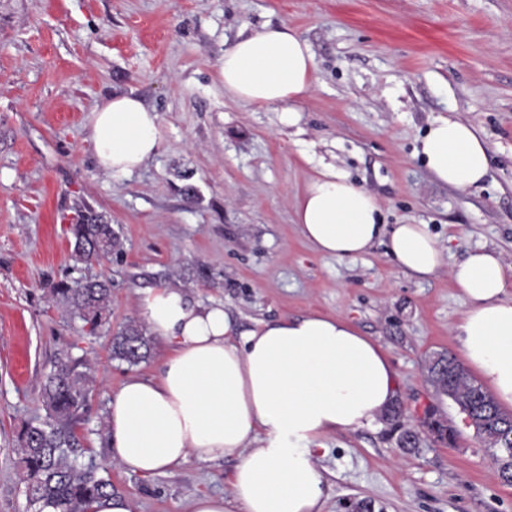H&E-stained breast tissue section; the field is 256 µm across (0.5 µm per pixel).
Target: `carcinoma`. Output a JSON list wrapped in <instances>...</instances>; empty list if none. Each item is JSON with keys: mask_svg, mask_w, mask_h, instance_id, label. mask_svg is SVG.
<instances>
[{"mask_svg": "<svg viewBox=\"0 0 512 512\" xmlns=\"http://www.w3.org/2000/svg\"><path fill=\"white\" fill-rule=\"evenodd\" d=\"M73 252L80 261L107 258L120 251V240L112 225L88 211L71 225ZM62 296L83 330L96 334L109 315L110 288L106 281L84 280L73 287L52 289ZM151 337L134 320L121 325L113 334L110 357L130 366L150 354ZM462 365L448 357V387L469 403L477 436L492 449V460L501 480L512 485V462L502 453V445L512 441V415L504 413L493 398L467 375L457 374ZM95 382L93 367L68 354L60 355L45 376L41 399L46 409L43 419L27 424L20 434L16 465L22 475L29 504L35 512H84L90 500L114 492L112 480L98 474V467L71 455L79 443L76 426Z\"/></svg>", "mask_w": 512, "mask_h": 512, "instance_id": "1", "label": "carcinoma"}]
</instances>
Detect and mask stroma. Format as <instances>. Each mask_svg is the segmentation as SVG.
<instances>
[{"mask_svg": "<svg viewBox=\"0 0 512 512\" xmlns=\"http://www.w3.org/2000/svg\"><path fill=\"white\" fill-rule=\"evenodd\" d=\"M289 25L314 54L316 83L279 107L230 101L216 73L225 48ZM134 92L160 116L161 148L140 170L97 164L90 112ZM472 124L490 173L459 190L421 155L431 124ZM336 167L379 201L385 223L425 224L447 267L420 279L385 244L357 258L305 243L294 205ZM88 208L112 225L120 254L85 263L70 226ZM484 247L512 264V0H0V512H31L15 466L21 428L43 416L40 389L61 353L91 362L96 382L79 425L93 460L133 512H190L224 494L238 460L189 459L140 476L112 459L108 402L130 377H155L168 344L131 366L111 359L112 329L138 318L151 288L223 307L232 324L319 313L347 317L385 348L402 424L426 410L456 434L397 445L380 420L325 441V512H512V485L458 406L437 395L431 358L459 356L464 302L448 269ZM107 279L109 326L86 334L54 286Z\"/></svg>", "mask_w": 512, "mask_h": 512, "instance_id": "35a3bbf8", "label": "stroma"}]
</instances>
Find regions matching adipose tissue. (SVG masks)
Masks as SVG:
<instances>
[{
    "label": "adipose tissue",
    "mask_w": 512,
    "mask_h": 512,
    "mask_svg": "<svg viewBox=\"0 0 512 512\" xmlns=\"http://www.w3.org/2000/svg\"><path fill=\"white\" fill-rule=\"evenodd\" d=\"M217 74L227 98L280 106L290 123L295 102L314 88V55L294 28L266 27L225 48ZM159 124L158 112L131 93L96 107L88 128L99 167L115 175L141 168L161 147ZM422 154L438 181L459 189L490 172L487 143L459 120L435 121ZM295 221L322 255L355 258L382 241L416 277L445 264L427 225L383 224L376 197L331 166L307 183ZM450 275L465 305L456 326L463 358L495 403L512 408V264L478 248ZM140 315L170 353L157 378H129L111 397L112 457L143 476L191 456L236 457L228 495L198 497L193 512H323L325 440L370 425L396 398L385 349L340 316L311 313L238 330L222 307L191 304L175 288L149 290Z\"/></svg>",
    "instance_id": "obj_1"
}]
</instances>
